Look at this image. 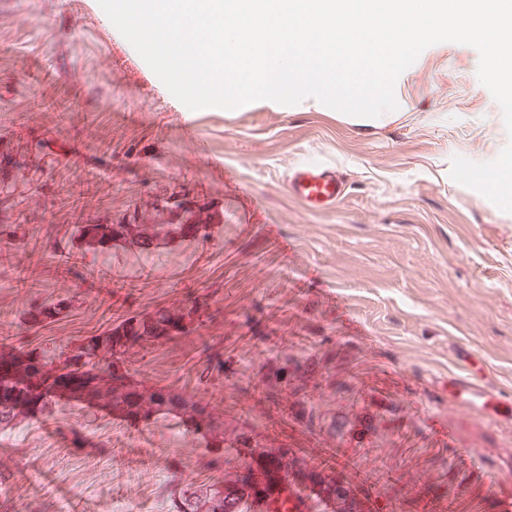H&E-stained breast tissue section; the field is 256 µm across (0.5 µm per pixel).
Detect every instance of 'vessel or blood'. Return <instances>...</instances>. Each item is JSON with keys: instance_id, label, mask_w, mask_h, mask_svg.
I'll return each instance as SVG.
<instances>
[{"instance_id": "1", "label": "vessel or blood", "mask_w": 512, "mask_h": 512, "mask_svg": "<svg viewBox=\"0 0 512 512\" xmlns=\"http://www.w3.org/2000/svg\"><path fill=\"white\" fill-rule=\"evenodd\" d=\"M288 193L298 202L315 209L335 208L343 198V183L335 167L310 165L294 168L288 177ZM455 390L468 398L473 408L486 407V391L480 390L466 377L456 378ZM263 473L269 474L273 490L271 494L247 503V512H309L311 498L307 491L298 487L284 472L264 464Z\"/></svg>"}]
</instances>
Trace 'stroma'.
I'll list each match as a JSON object with an SVG mask.
<instances>
[{"label": "stroma", "mask_w": 512, "mask_h": 512, "mask_svg": "<svg viewBox=\"0 0 512 512\" xmlns=\"http://www.w3.org/2000/svg\"><path fill=\"white\" fill-rule=\"evenodd\" d=\"M478 63L467 45L425 49L376 118L312 97L192 110L98 0H0V350L56 355L196 302L190 334L134 350L138 385L208 402L225 437L287 450L362 512H495L512 497V424L450 393L466 373L512 403V212L450 176L453 156L490 162L512 139ZM304 162L341 174L334 209L289 196ZM172 200L207 209L206 241L68 242L77 223L173 220ZM57 297L70 316L29 329L25 312ZM216 351L220 373L206 367ZM66 429L84 447H66ZM219 455L251 461L172 415L133 424L64 399L0 434V512H176L179 495L223 485Z\"/></svg>", "instance_id": "35a3bbf8"}]
</instances>
